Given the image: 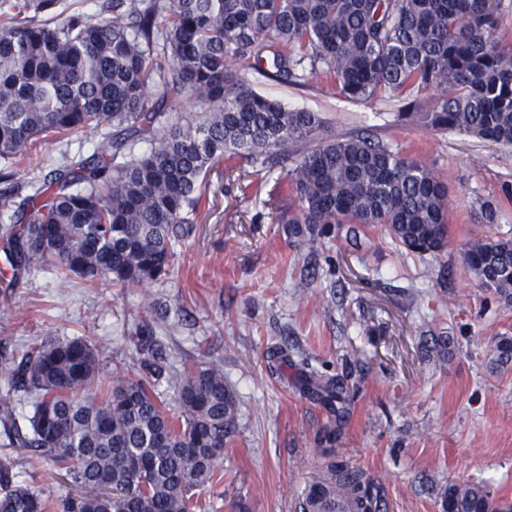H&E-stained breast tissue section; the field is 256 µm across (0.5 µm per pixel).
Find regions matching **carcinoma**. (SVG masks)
I'll return each mask as SVG.
<instances>
[{
	"label": "carcinoma",
	"instance_id": "carcinoma-1",
	"mask_svg": "<svg viewBox=\"0 0 512 512\" xmlns=\"http://www.w3.org/2000/svg\"><path fill=\"white\" fill-rule=\"evenodd\" d=\"M60 0L0 10V158L29 145L112 126L101 149L55 168L10 215L6 261L17 276L53 266L90 285L128 288L169 274L190 234L188 213L218 163L255 173L288 160L295 209L279 219L297 245L339 224L383 227L406 250L448 245V189L434 169L368 136L325 137L318 112L289 109L256 91L249 75L302 86L323 74L355 100L438 91L431 124L512 145V46L493 37L502 0H108L104 13L61 16ZM188 100L193 120L164 111ZM144 153L135 152L141 141ZM463 261L498 301L512 305V241L476 239ZM154 328H138L142 376L100 375L84 337L42 342L16 369L34 395L25 427L0 410L11 440L51 461L84 494L60 512H193L197 491L220 480L216 460L238 433L234 393L217 365L165 371ZM269 369L290 362L274 347ZM494 369L512 366V337L496 343ZM300 393L331 415L321 441L336 442L351 375L301 358ZM166 377L160 393L150 378ZM180 416L170 415V402ZM310 478L341 479L362 512L377 498L363 475L336 460ZM51 504L0 461V512H49ZM443 512H512L482 487L451 486Z\"/></svg>",
	"mask_w": 512,
	"mask_h": 512
}]
</instances>
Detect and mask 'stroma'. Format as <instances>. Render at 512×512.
Listing matches in <instances>:
<instances>
[{
	"instance_id": "obj_1",
	"label": "stroma",
	"mask_w": 512,
	"mask_h": 512,
	"mask_svg": "<svg viewBox=\"0 0 512 512\" xmlns=\"http://www.w3.org/2000/svg\"><path fill=\"white\" fill-rule=\"evenodd\" d=\"M255 88L321 113L328 134L366 132L433 168L448 188L444 252L412 253L384 228L358 224L294 246L278 222L293 161L260 175L225 162L208 176L206 202L168 276L88 288L38 267L15 285L0 280V409H32L33 395L7 385L28 345L84 336L99 346L103 373L135 375L136 332L148 322L171 366L221 365L236 396L239 432L196 512H300L308 477L325 460L315 438L328 415L296 390L295 367L268 371V350L285 343L323 372L353 365L358 392L335 455L364 472L379 512H442L451 485L512 499V369L489 364L498 338L512 336V305L495 302L462 260L469 239H512V146L434 128L429 92L404 118L398 101H353L318 76L302 86L264 79ZM102 142L98 128L35 142L21 162L0 158V206L17 202L12 185L43 180ZM431 336L453 340L447 359L422 351ZM0 461L52 502L70 492L54 465L7 446L1 434Z\"/></svg>"
}]
</instances>
